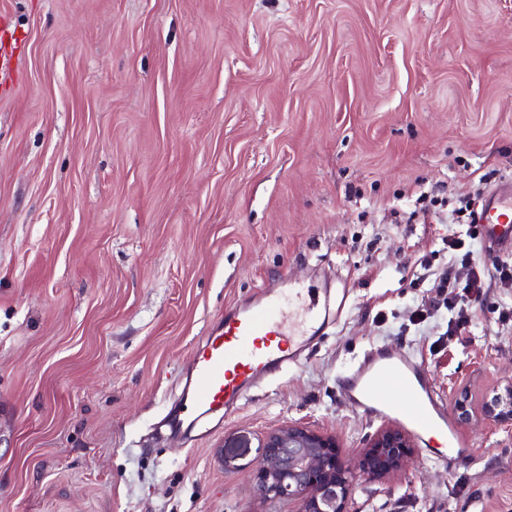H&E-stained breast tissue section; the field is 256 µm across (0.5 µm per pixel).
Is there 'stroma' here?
<instances>
[{"label": "stroma", "instance_id": "1", "mask_svg": "<svg viewBox=\"0 0 512 512\" xmlns=\"http://www.w3.org/2000/svg\"><path fill=\"white\" fill-rule=\"evenodd\" d=\"M0 15L26 38L24 82L0 91V512H296L259 496L261 444L300 423L357 465L387 423L339 380L373 344L428 370L467 455L445 469L413 445L350 512H512V424L483 415L512 379L494 314L512 293L489 289L451 336L423 277L461 273L453 209L482 174L512 178V0ZM292 281L342 302L318 344L173 431L203 336Z\"/></svg>", "mask_w": 512, "mask_h": 512}]
</instances>
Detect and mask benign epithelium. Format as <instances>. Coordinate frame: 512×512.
Listing matches in <instances>:
<instances>
[{
	"instance_id": "1",
	"label": "benign epithelium",
	"mask_w": 512,
	"mask_h": 512,
	"mask_svg": "<svg viewBox=\"0 0 512 512\" xmlns=\"http://www.w3.org/2000/svg\"><path fill=\"white\" fill-rule=\"evenodd\" d=\"M485 414L494 421L512 422V380L485 405ZM262 448L257 490L265 500L296 501L297 512H349L358 481L400 470L410 444L402 432L385 428L353 468L340 460L334 437L290 423L269 433Z\"/></svg>"
}]
</instances>
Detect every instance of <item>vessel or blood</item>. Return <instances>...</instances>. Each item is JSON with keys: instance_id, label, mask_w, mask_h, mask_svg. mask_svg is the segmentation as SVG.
<instances>
[{"instance_id": "1", "label": "vessel or blood", "mask_w": 512, "mask_h": 512, "mask_svg": "<svg viewBox=\"0 0 512 512\" xmlns=\"http://www.w3.org/2000/svg\"><path fill=\"white\" fill-rule=\"evenodd\" d=\"M20 36L0 22V87L17 80ZM476 222L483 239L512 251V182L486 191ZM295 302L281 307L266 293L249 309H235L207 336L195 354L192 387L184 397L186 415L205 416L247 399L262 378L298 363L324 321L316 289L298 288ZM350 410L369 419L392 420L421 444L441 439L454 447L455 427L445 399L425 368L410 354L386 345L370 347L340 385Z\"/></svg>"}]
</instances>
